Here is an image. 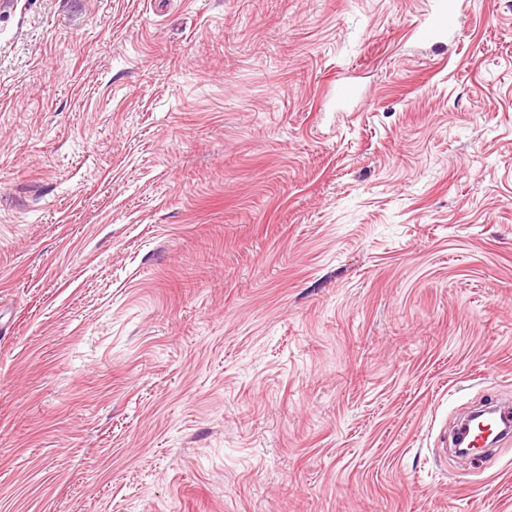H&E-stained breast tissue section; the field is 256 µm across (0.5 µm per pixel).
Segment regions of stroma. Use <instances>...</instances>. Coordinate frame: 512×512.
Returning <instances> with one entry per match:
<instances>
[{"label": "stroma", "mask_w": 512, "mask_h": 512, "mask_svg": "<svg viewBox=\"0 0 512 512\" xmlns=\"http://www.w3.org/2000/svg\"><path fill=\"white\" fill-rule=\"evenodd\" d=\"M427 2L0 0V512H512V0ZM454 14L455 4L452 1L436 0L427 13L431 20L416 25L411 32L424 40L438 42L448 34V18Z\"/></svg>", "instance_id": "1"}]
</instances>
